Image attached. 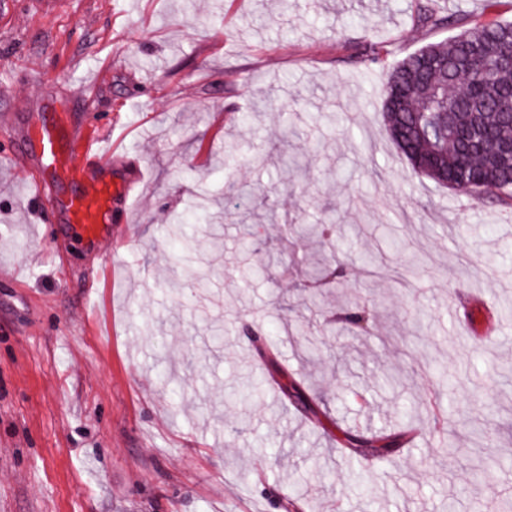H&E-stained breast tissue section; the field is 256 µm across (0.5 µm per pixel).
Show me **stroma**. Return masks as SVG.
Instances as JSON below:
<instances>
[{"label": "stroma", "mask_w": 512, "mask_h": 512, "mask_svg": "<svg viewBox=\"0 0 512 512\" xmlns=\"http://www.w3.org/2000/svg\"><path fill=\"white\" fill-rule=\"evenodd\" d=\"M512 0H68L0 12L16 132L92 85L134 186L89 243L0 158V512H500L512 497V206L416 176L382 124L391 68ZM376 44L381 59L362 54ZM303 164L285 174L279 149ZM207 189L224 220L196 223ZM333 220L318 245L299 231ZM183 222L195 250L172 247ZM345 262L312 277L315 261ZM373 336L343 330L351 296ZM288 322L280 362L252 351ZM322 352L306 353L307 343ZM403 377L395 391L387 373ZM381 461L342 432L397 431Z\"/></svg>", "instance_id": "stroma-1"}]
</instances>
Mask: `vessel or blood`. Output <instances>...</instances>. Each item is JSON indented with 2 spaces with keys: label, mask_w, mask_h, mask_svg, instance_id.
Here are the masks:
<instances>
[{
  "label": "vessel or blood",
  "mask_w": 512,
  "mask_h": 512,
  "mask_svg": "<svg viewBox=\"0 0 512 512\" xmlns=\"http://www.w3.org/2000/svg\"><path fill=\"white\" fill-rule=\"evenodd\" d=\"M33 146L42 161V173L33 182L34 195L46 210L63 212L70 229L86 241L99 240L111 224L112 198L125 188L110 179L89 175L85 157H104L112 150L111 132H62L43 125Z\"/></svg>",
  "instance_id": "b4317fda"
}]
</instances>
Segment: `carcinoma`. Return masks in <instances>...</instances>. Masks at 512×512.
Listing matches in <instances>:
<instances>
[{
  "label": "carcinoma",
  "mask_w": 512,
  "mask_h": 512,
  "mask_svg": "<svg viewBox=\"0 0 512 512\" xmlns=\"http://www.w3.org/2000/svg\"><path fill=\"white\" fill-rule=\"evenodd\" d=\"M430 28L458 20L434 11L419 15ZM382 120L414 173L477 199L512 202V159L491 163L488 153L512 141V25L478 23L447 42L428 43L390 71ZM258 353L284 377L274 337ZM406 432L347 435L344 447L382 458L401 446Z\"/></svg>",
  "instance_id": "carcinoma-1"
}]
</instances>
